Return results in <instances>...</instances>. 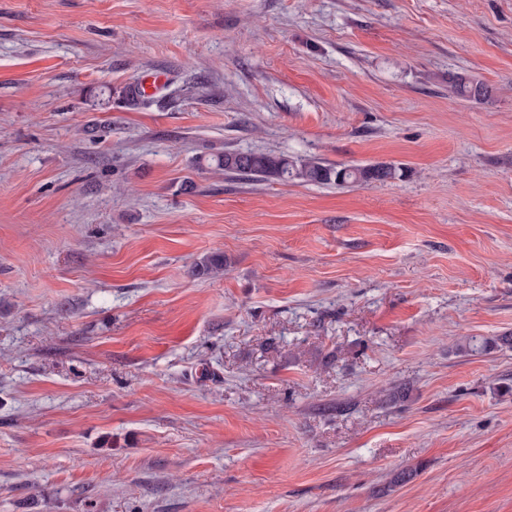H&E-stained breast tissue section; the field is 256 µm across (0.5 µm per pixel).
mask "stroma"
<instances>
[{
	"label": "stroma",
	"instance_id": "stroma-1",
	"mask_svg": "<svg viewBox=\"0 0 512 512\" xmlns=\"http://www.w3.org/2000/svg\"><path fill=\"white\" fill-rule=\"evenodd\" d=\"M510 333L512 0H0V512H512ZM454 93L466 100L481 101L491 94V89L483 82L457 77L452 85ZM207 162L208 167L214 166L224 172L247 176L254 180H298L337 187L387 182L402 175V169L391 164L345 166L317 158L298 160L272 152H226L208 159ZM224 253H210L195 262L192 273L199 277L217 276L224 272Z\"/></svg>",
	"mask_w": 512,
	"mask_h": 512
}]
</instances>
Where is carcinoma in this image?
I'll list each match as a JSON object with an SVG mask.
<instances>
[{
    "instance_id": "1",
    "label": "carcinoma",
    "mask_w": 512,
    "mask_h": 512,
    "mask_svg": "<svg viewBox=\"0 0 512 512\" xmlns=\"http://www.w3.org/2000/svg\"><path fill=\"white\" fill-rule=\"evenodd\" d=\"M454 93L466 100L481 101L491 94L484 83L458 77L452 85ZM208 165L228 173L250 177L254 180H298L305 183L343 187L387 182L402 175V169L391 164H367L345 166L317 158L295 159L272 152H226L210 159ZM224 272V254L216 252L195 262L192 273L199 277L217 276ZM512 347V334L468 340L465 349L471 352H488L498 347Z\"/></svg>"
}]
</instances>
